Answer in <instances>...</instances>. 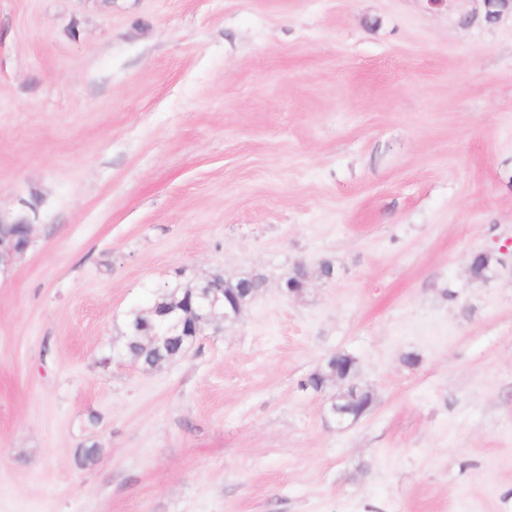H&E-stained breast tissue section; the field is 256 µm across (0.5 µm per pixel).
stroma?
Here are the masks:
<instances>
[{
  "label": "stroma",
  "instance_id": "35a3bbf8",
  "mask_svg": "<svg viewBox=\"0 0 512 512\" xmlns=\"http://www.w3.org/2000/svg\"><path fill=\"white\" fill-rule=\"evenodd\" d=\"M484 13L0 0V212L33 226L0 272V512H512V12ZM214 273L264 280L237 322L118 355ZM338 351L374 397L343 428L300 387ZM153 312L158 318L163 320L162 322L165 326L161 335L158 332L154 334L159 344L165 345L169 340V336H187L184 334L186 322L180 315L177 307H169L161 312L154 309ZM129 334L127 327L120 352L145 369L155 364L161 365L165 363L163 359H176L180 357L186 345V340L181 342L176 337L171 339L166 346H160L154 340V336H130Z\"/></svg>",
  "mask_w": 512,
  "mask_h": 512
}]
</instances>
